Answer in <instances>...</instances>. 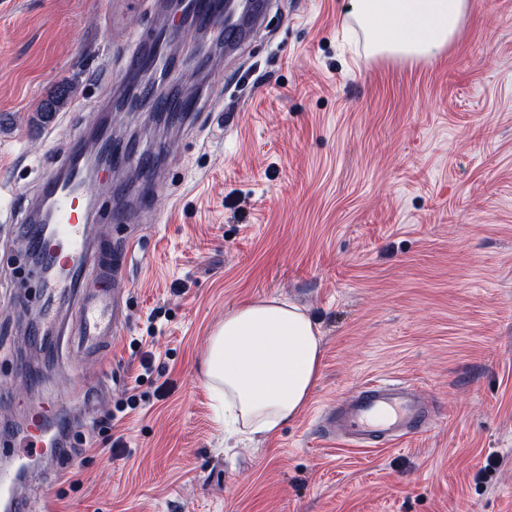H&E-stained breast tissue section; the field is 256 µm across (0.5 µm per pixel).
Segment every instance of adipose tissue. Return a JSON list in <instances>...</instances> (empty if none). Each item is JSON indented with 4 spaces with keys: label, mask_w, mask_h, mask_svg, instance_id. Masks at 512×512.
Masks as SVG:
<instances>
[{
    "label": "adipose tissue",
    "mask_w": 512,
    "mask_h": 512,
    "mask_svg": "<svg viewBox=\"0 0 512 512\" xmlns=\"http://www.w3.org/2000/svg\"><path fill=\"white\" fill-rule=\"evenodd\" d=\"M369 53L419 60L448 47L470 0H353ZM323 341L297 305L276 297L224 313L211 336L204 376L224 406L229 435L268 437L305 408L319 377Z\"/></svg>",
    "instance_id": "ef3b65f1"
}]
</instances>
